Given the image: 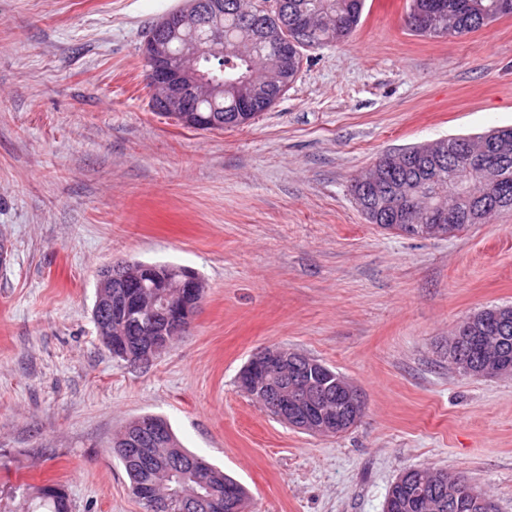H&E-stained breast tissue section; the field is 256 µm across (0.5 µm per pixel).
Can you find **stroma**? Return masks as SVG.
<instances>
[{
    "label": "stroma",
    "instance_id": "stroma-1",
    "mask_svg": "<svg viewBox=\"0 0 512 512\" xmlns=\"http://www.w3.org/2000/svg\"><path fill=\"white\" fill-rule=\"evenodd\" d=\"M182 4L0 0V498L58 483L72 512H142L112 436L154 414L248 512H383L417 467L512 512V378L448 366L460 321L512 305V210L425 239L368 223L350 191L381 154L512 125V16L429 38L409 0H366L272 108L203 131L154 109L141 55ZM126 261L207 284L147 368L92 320L98 270ZM265 347L350 380L361 419L323 437L271 416L236 383Z\"/></svg>",
    "mask_w": 512,
    "mask_h": 512
}]
</instances>
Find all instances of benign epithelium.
Segmentation results:
<instances>
[{"label":"benign epithelium","instance_id":"obj_1","mask_svg":"<svg viewBox=\"0 0 512 512\" xmlns=\"http://www.w3.org/2000/svg\"><path fill=\"white\" fill-rule=\"evenodd\" d=\"M181 45V53L172 59L171 43ZM224 54V0H184V5L158 21L157 31L142 46V55L148 65V83L157 109L172 115L186 116L195 111L194 100L205 95L214 100L224 95V81L209 79L199 70V62L207 55ZM478 180L491 187L498 180L495 164L478 159ZM403 188L388 195L389 206L400 216H406L411 207ZM438 213L435 223L421 225V235L440 236V224L457 221V194L454 191L438 193ZM156 269L139 266V273L129 276L125 265L112 267V276L104 280L112 288V300L126 317L134 319L141 304L150 302L156 312L154 337L135 341L127 347L126 357L134 367H145L164 354L173 337L191 325L195 313L191 305L200 304L206 283L191 270L177 280L174 289L156 295L145 290V282L154 277ZM499 327L489 325L482 331L484 346L480 347L481 372L488 377L509 378L512 369L504 363L497 347ZM243 387L258 392L267 403L294 428L322 435L350 428L364 408L359 390L348 380L336 383V393L308 381L299 363L288 357V350L266 347L251 358L242 375ZM166 439L159 426H143L142 432L125 440L126 447L134 449L133 457L145 468L155 465V446Z\"/></svg>","mask_w":512,"mask_h":512}]
</instances>
